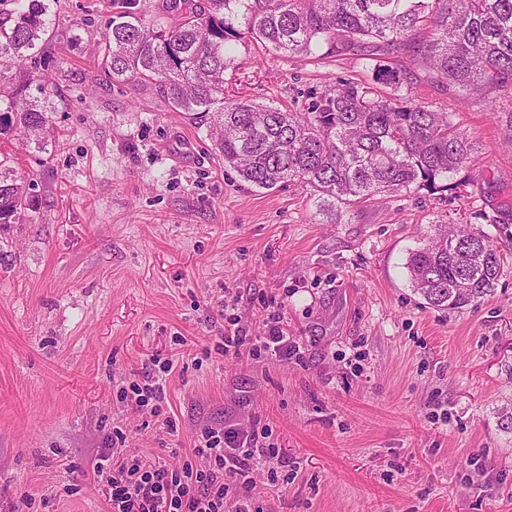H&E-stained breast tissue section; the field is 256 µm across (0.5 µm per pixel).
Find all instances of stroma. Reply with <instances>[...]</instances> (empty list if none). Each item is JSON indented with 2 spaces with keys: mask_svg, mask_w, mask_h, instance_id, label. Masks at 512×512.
<instances>
[{
  "mask_svg": "<svg viewBox=\"0 0 512 512\" xmlns=\"http://www.w3.org/2000/svg\"><path fill=\"white\" fill-rule=\"evenodd\" d=\"M46 154L15 150L39 204L0 227V512H105L94 466L122 428L178 465L206 427H268L291 469L252 474L254 512H512V96L491 115L440 86L477 145L455 192H399L327 211L311 189L225 169L205 118L97 66L114 0H55ZM225 93L303 111L349 59L238 44ZM488 235L494 293L455 311L410 283L439 225ZM252 335L283 312L299 357L219 354L222 302ZM169 358V431L118 391ZM30 497L24 508L22 497Z\"/></svg>",
  "mask_w": 512,
  "mask_h": 512,
  "instance_id": "35a3bbf8",
  "label": "stroma"
}]
</instances>
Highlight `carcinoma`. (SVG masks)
Returning <instances> with one entry per match:
<instances>
[{
  "instance_id": "obj_1",
  "label": "carcinoma",
  "mask_w": 512,
  "mask_h": 512,
  "mask_svg": "<svg viewBox=\"0 0 512 512\" xmlns=\"http://www.w3.org/2000/svg\"><path fill=\"white\" fill-rule=\"evenodd\" d=\"M52 0H13L0 11V141L35 152L52 141L42 56L56 37ZM99 46L112 82L154 83L177 112L209 116L224 168L245 183L303 185L333 208L418 189L451 191L475 146L454 113L420 103L417 82L499 112L512 94V0H165L181 15L144 25L136 0H121ZM252 40L290 56L348 57L370 82L343 79L302 112L224 98L233 44ZM0 152V224L35 207L37 183ZM414 291L439 310L491 295L501 256L485 235L444 230L412 251Z\"/></svg>"
}]
</instances>
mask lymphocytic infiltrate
Instances as JSON below:
<instances>
[{"label":"lymphocytic infiltrate","instance_id":"lymphocytic-infiltrate-1","mask_svg":"<svg viewBox=\"0 0 512 512\" xmlns=\"http://www.w3.org/2000/svg\"><path fill=\"white\" fill-rule=\"evenodd\" d=\"M217 349L222 354L253 359L270 350L286 359L300 351L277 312L268 315L259 336L249 335L238 318L226 317ZM153 364L155 373L143 381L130 382L120 389L119 396L134 409L148 406L158 415L173 362L157 358ZM192 454L203 459V466H194L192 458L173 467L132 452L126 446L125 434L115 431L103 462L95 466L107 512H252V471L266 469L270 486L276 487L288 469L281 447L269 441L267 430L255 427L205 428L196 436Z\"/></svg>","mask_w":512,"mask_h":512}]
</instances>
